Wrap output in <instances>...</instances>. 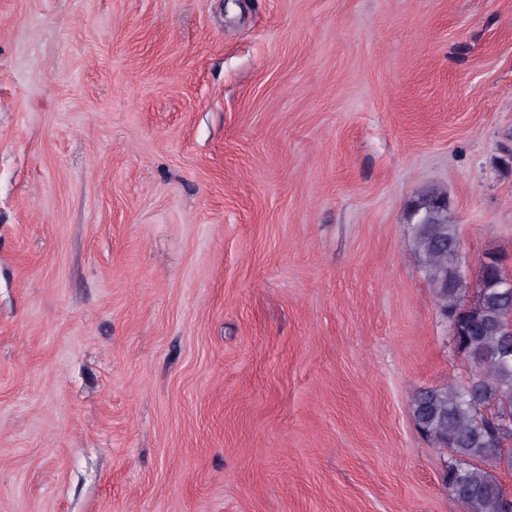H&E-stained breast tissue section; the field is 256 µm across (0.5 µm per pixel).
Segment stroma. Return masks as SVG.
I'll return each instance as SVG.
<instances>
[{
	"mask_svg": "<svg viewBox=\"0 0 512 512\" xmlns=\"http://www.w3.org/2000/svg\"><path fill=\"white\" fill-rule=\"evenodd\" d=\"M512 273V0H0V512H463L422 389Z\"/></svg>",
	"mask_w": 512,
	"mask_h": 512,
	"instance_id": "stroma-1",
	"label": "stroma"
}]
</instances>
